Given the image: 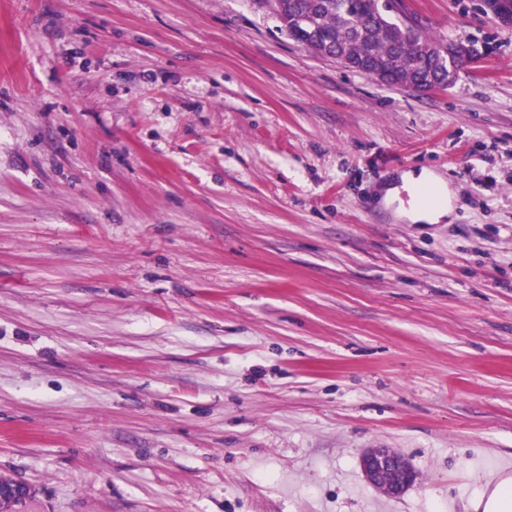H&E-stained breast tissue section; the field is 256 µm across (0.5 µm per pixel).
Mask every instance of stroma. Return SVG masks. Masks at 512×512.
<instances>
[{
	"mask_svg": "<svg viewBox=\"0 0 512 512\" xmlns=\"http://www.w3.org/2000/svg\"><path fill=\"white\" fill-rule=\"evenodd\" d=\"M402 2L480 60L419 93L264 0H0L19 512H471L512 472V7ZM421 170L447 221L381 223ZM360 465L373 487H378L384 477L390 476L388 492L393 498L402 495L418 477L412 465L389 448H369L361 456Z\"/></svg>",
	"mask_w": 512,
	"mask_h": 512,
	"instance_id": "35a3bbf8",
	"label": "stroma"
}]
</instances>
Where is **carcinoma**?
Masks as SVG:
<instances>
[{"label": "carcinoma", "instance_id": "carcinoma-1", "mask_svg": "<svg viewBox=\"0 0 512 512\" xmlns=\"http://www.w3.org/2000/svg\"><path fill=\"white\" fill-rule=\"evenodd\" d=\"M290 39L317 53L325 48L372 72L391 65L398 83L416 84L432 65L433 46L445 43L424 36L406 20L375 15L374 0H267Z\"/></svg>", "mask_w": 512, "mask_h": 512}]
</instances>
